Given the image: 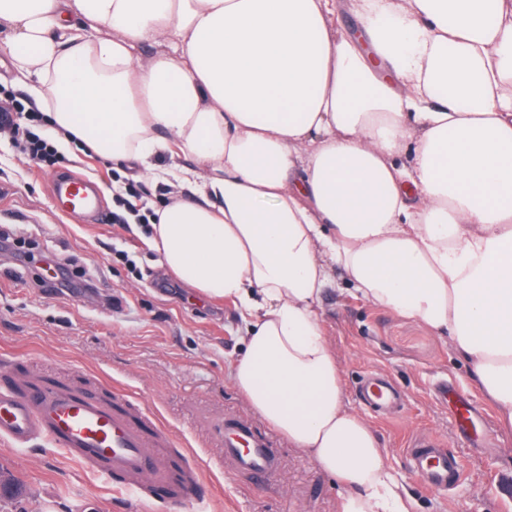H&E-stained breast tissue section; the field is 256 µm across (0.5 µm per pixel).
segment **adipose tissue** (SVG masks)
Listing matches in <instances>:
<instances>
[{
  "label": "adipose tissue",
  "mask_w": 512,
  "mask_h": 512,
  "mask_svg": "<svg viewBox=\"0 0 512 512\" xmlns=\"http://www.w3.org/2000/svg\"><path fill=\"white\" fill-rule=\"evenodd\" d=\"M351 7L344 33L336 0H0V50L60 151L172 185L150 248L238 308L228 381L336 512H416L321 302L436 331L512 425V0Z\"/></svg>",
  "instance_id": "ef3b65f1"
}]
</instances>
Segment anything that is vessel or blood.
<instances>
[{
  "mask_svg": "<svg viewBox=\"0 0 512 512\" xmlns=\"http://www.w3.org/2000/svg\"><path fill=\"white\" fill-rule=\"evenodd\" d=\"M51 192L63 214L71 213L76 201L85 209L98 205L97 185L77 175L54 179ZM441 396L451 403L458 429L468 430L473 423L470 403L448 389ZM0 443L62 451L112 490L128 493L137 512H148L159 502L187 504L193 512L200 508L193 496L199 468L175 466L167 453L174 444L172 433L144 406L126 399L110 403L71 390L0 385ZM408 452L414 473L432 490H446L465 477L462 459L435 436L411 437ZM224 459L235 472L258 480L277 473L269 439L239 418L224 422Z\"/></svg>",
  "mask_w": 512,
  "mask_h": 512,
  "instance_id": "1",
  "label": "vessel or blood"
}]
</instances>
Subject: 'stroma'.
Masks as SVG:
<instances>
[{
  "mask_svg": "<svg viewBox=\"0 0 512 512\" xmlns=\"http://www.w3.org/2000/svg\"><path fill=\"white\" fill-rule=\"evenodd\" d=\"M111 160L74 152L52 167L19 155L0 138V234L14 240L0 251V356L12 358L11 380L63 386L108 399L121 392L153 410L199 464L212 493L211 512H336L337 488L298 449L279 439V472L253 483L224 467V420L253 412L227 380L244 350L239 313L229 301L186 283L162 287L170 273L150 249L149 227L112 219L118 189ZM95 181L99 214L85 222L58 213L54 175ZM30 252L73 258V289L41 285ZM96 292H84L85 281ZM322 322L336 348L352 406L370 423L389 462L404 476L418 512H512V430L475 386L465 363L435 332L346 292H329ZM388 378L404 398L392 416L372 412L358 397L370 373ZM449 386L484 412L473 438L459 436L448 405ZM440 436L459 455L468 478L454 490L431 492L407 464L406 441ZM0 468L27 488V512H131L126 494L113 492L52 448L0 446Z\"/></svg>",
  "mask_w": 512,
  "mask_h": 512,
  "instance_id": "stroma-1",
  "label": "stroma"
}]
</instances>
